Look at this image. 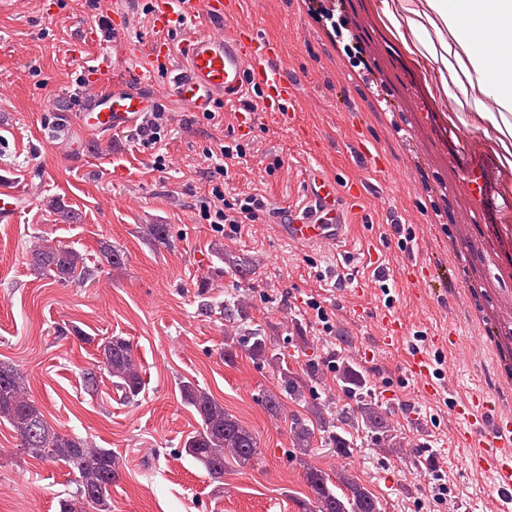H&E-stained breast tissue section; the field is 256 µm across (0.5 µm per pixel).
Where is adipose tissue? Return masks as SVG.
<instances>
[{
  "instance_id": "ef3b65f1",
  "label": "adipose tissue",
  "mask_w": 512,
  "mask_h": 512,
  "mask_svg": "<svg viewBox=\"0 0 512 512\" xmlns=\"http://www.w3.org/2000/svg\"><path fill=\"white\" fill-rule=\"evenodd\" d=\"M443 13L451 20L448 37L456 47L455 58L461 70H475L469 83L470 90L493 100L512 94V59L489 56L486 65H478L479 54L484 53L487 39L512 37V0H466L465 8H458L457 0H438ZM494 17L497 28L490 36L475 34L474 21L478 16Z\"/></svg>"
}]
</instances>
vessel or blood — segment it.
<instances>
[{
    "label": "vessel or blood",
    "mask_w": 512,
    "mask_h": 512,
    "mask_svg": "<svg viewBox=\"0 0 512 512\" xmlns=\"http://www.w3.org/2000/svg\"><path fill=\"white\" fill-rule=\"evenodd\" d=\"M237 5V0H185L177 10L173 0H152L151 22L163 34L187 25L195 10L218 22ZM95 82L96 93L74 116L86 139L135 128L156 103L154 70L140 72L128 83L112 78L104 62L96 69ZM166 86L173 101L198 113L209 111L216 97L237 100L256 91L266 111L285 115L293 110L298 93V82L284 70L276 46L249 28L221 39L207 33L193 35L186 66L170 72ZM367 191L365 182L341 186L323 168L312 167L303 185V207L279 212L277 227L298 244H343L351 217ZM26 207L23 192L0 183L1 224L15 223ZM406 369L411 378L422 382L425 395L444 391V384L434 378L430 359L420 351L411 353ZM450 405L458 423L454 445L468 449L467 468L489 472L500 512H512V421L501 418L492 397L479 388L451 398Z\"/></svg>",
    "instance_id": "1"
}]
</instances>
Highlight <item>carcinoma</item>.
Instances as JSON below:
<instances>
[{
  "instance_id": "carcinoma-1",
  "label": "carcinoma",
  "mask_w": 512,
  "mask_h": 512,
  "mask_svg": "<svg viewBox=\"0 0 512 512\" xmlns=\"http://www.w3.org/2000/svg\"><path fill=\"white\" fill-rule=\"evenodd\" d=\"M105 261L119 267L124 264V253L108 242L100 245ZM87 257L74 248L53 244H38L30 250V265L38 272H46L60 282L83 283L94 276L86 264ZM247 307L235 297L224 300V321L236 325L234 335L226 337L224 361L234 362L237 349L259 362L279 364L272 353L271 341L259 328L245 326ZM100 363L113 378L116 390L128 402L135 400L143 389L140 367L131 345L122 336H112L97 346ZM281 390L293 401L306 399L316 378V367H310L306 378L287 368H278ZM338 379L345 392L354 396L363 389L364 377L352 365L338 367ZM184 402L192 407L200 420V427L191 433L182 452L197 462L215 482L224 477L228 459L244 466L258 455L255 433L229 414L204 388L191 382L181 386ZM308 414L289 416V431L293 448L301 456L309 455L315 431L328 433L330 445L342 458L350 455L352 441L347 431L336 430L326 419L321 404L307 405ZM337 421L361 426L376 436L388 438L391 425L386 413L371 402L362 401L351 411H341ZM10 426L17 435L20 448L27 455L41 460L59 461L68 466L76 477L77 490L70 498L59 500V512H112L110 490L117 480L119 460L108 448H95L86 440L58 431L46 419L39 403L29 394L19 370L8 362L0 361V423ZM305 478L313 500L303 504L304 512H383L381 502L367 488L350 476L339 474L340 485L330 482L326 474L311 465L305 467Z\"/></svg>"
}]
</instances>
